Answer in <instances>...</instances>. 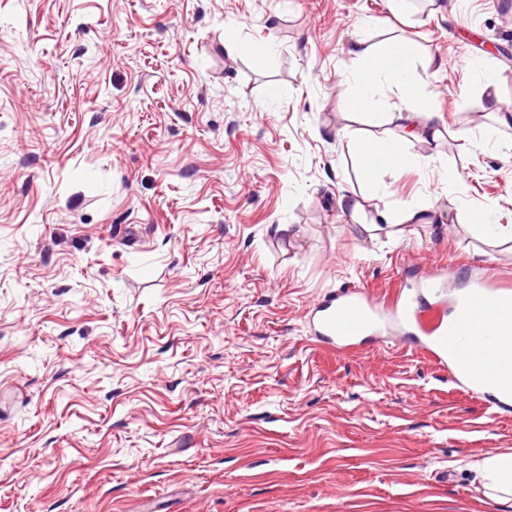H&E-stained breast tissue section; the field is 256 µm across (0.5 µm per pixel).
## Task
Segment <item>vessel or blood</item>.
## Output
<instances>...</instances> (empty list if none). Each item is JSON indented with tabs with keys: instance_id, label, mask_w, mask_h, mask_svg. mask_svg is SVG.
Returning <instances> with one entry per match:
<instances>
[{
	"instance_id": "vessel-or-blood-1",
	"label": "vessel or blood",
	"mask_w": 512,
	"mask_h": 512,
	"mask_svg": "<svg viewBox=\"0 0 512 512\" xmlns=\"http://www.w3.org/2000/svg\"><path fill=\"white\" fill-rule=\"evenodd\" d=\"M316 339L346 351L379 338L392 327L420 330L416 349L447 371L458 390L484 394L494 387L495 403L512 401V291L474 287L451 301L450 315H425L417 299H374L356 288L338 291L310 310Z\"/></svg>"
}]
</instances>
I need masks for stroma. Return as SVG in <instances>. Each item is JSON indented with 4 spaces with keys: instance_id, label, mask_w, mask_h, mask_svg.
I'll return each mask as SVG.
<instances>
[{
    "instance_id": "obj_1",
    "label": "stroma",
    "mask_w": 512,
    "mask_h": 512,
    "mask_svg": "<svg viewBox=\"0 0 512 512\" xmlns=\"http://www.w3.org/2000/svg\"><path fill=\"white\" fill-rule=\"evenodd\" d=\"M359 40L407 44L406 89L363 106ZM409 100L442 139L360 180ZM486 213L512 224V0H0V512H512L472 468L512 407L306 325L340 289L512 286Z\"/></svg>"
}]
</instances>
